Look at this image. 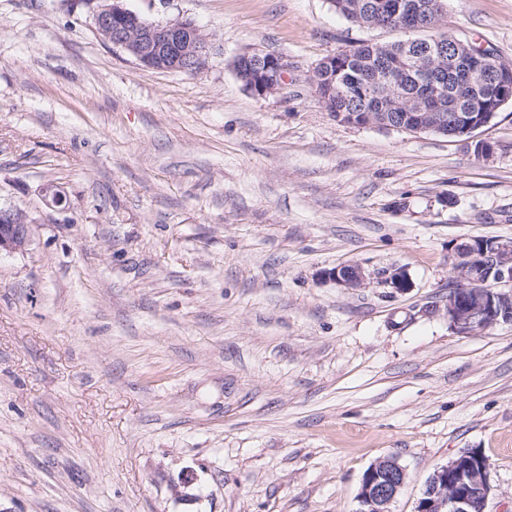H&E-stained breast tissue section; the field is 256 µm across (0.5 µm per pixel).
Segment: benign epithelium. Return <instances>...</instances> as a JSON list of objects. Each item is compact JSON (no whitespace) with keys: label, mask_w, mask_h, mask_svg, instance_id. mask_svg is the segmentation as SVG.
<instances>
[{"label":"benign epithelium","mask_w":512,"mask_h":512,"mask_svg":"<svg viewBox=\"0 0 512 512\" xmlns=\"http://www.w3.org/2000/svg\"><path fill=\"white\" fill-rule=\"evenodd\" d=\"M387 10L398 17L403 30L410 33L421 28L419 15L427 10L445 14L442 0H392ZM95 29L105 41L112 43L137 65L160 71H186L188 65L203 67L207 59L208 39L203 31L189 20L156 23L127 9L124 0H103L94 15ZM455 59L472 57L478 61L484 77H492L505 87L512 82V69L499 64L490 51L477 50L472 44L453 41ZM238 79L255 96L281 92L288 82L290 64L286 59L259 50H246L234 61ZM428 111L416 113L419 132L450 135L446 123H455L457 112L436 111L439 100L428 89ZM345 121L359 126L380 125L399 129L401 125L387 121L377 123L370 112L344 114ZM30 241L27 215L17 209L0 207V254L23 250ZM492 268L488 276L496 283L512 282V241L500 238L482 244ZM454 287L448 291V326L461 335L475 334L499 324H512V292L482 288L477 273L469 265L454 263ZM329 275L347 288L365 285L367 275L358 264L339 267ZM405 469L393 457L374 463L362 477L357 494V512H392L391 505L405 485ZM491 486L488 467L482 453L471 448L436 468L427 480L415 512H486Z\"/></svg>","instance_id":"obj_1"}]
</instances>
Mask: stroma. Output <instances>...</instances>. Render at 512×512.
I'll list each match as a JSON object with an SVG mask.
<instances>
[{"label": "stroma", "mask_w": 512, "mask_h": 512, "mask_svg": "<svg viewBox=\"0 0 512 512\" xmlns=\"http://www.w3.org/2000/svg\"><path fill=\"white\" fill-rule=\"evenodd\" d=\"M192 20L203 69L138 66L98 0H0V512H356L393 457L415 512L471 448L512 512V325L448 327L454 247L512 239V103L469 142L341 123L323 57L399 30L328 0H125ZM441 31L512 65V0H448ZM282 55L283 93L235 75ZM65 206H51L45 185ZM361 265L365 287L330 270ZM403 269L398 291L379 277ZM238 79L255 96L280 93L288 82L290 64L282 56L276 57L259 50H246L234 61ZM27 215L17 209L0 207V255L23 250L30 241Z\"/></svg>", "instance_id": "1"}]
</instances>
